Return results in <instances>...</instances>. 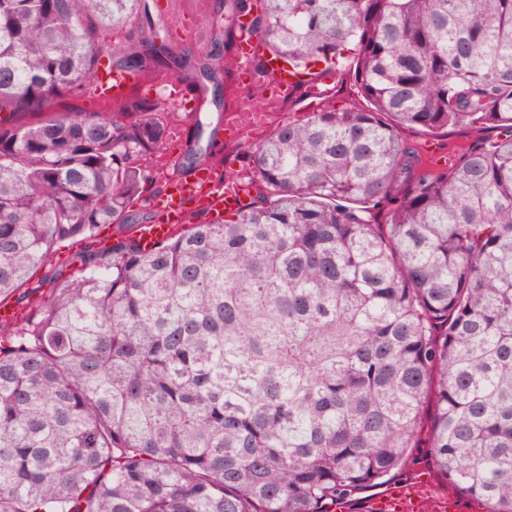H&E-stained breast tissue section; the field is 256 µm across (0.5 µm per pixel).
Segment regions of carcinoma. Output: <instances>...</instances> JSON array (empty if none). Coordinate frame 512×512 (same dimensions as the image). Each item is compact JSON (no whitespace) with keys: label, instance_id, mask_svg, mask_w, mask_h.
Returning a JSON list of instances; mask_svg holds the SVG:
<instances>
[{"label":"carcinoma","instance_id":"obj_1","mask_svg":"<svg viewBox=\"0 0 512 512\" xmlns=\"http://www.w3.org/2000/svg\"><path fill=\"white\" fill-rule=\"evenodd\" d=\"M262 2L267 62L352 50L372 108L278 126L229 219L133 235L158 99L0 126V304L21 309L0 323V512H329L422 439L512 512V133L443 172L398 133L512 130V0ZM135 22L154 30L149 0H0V112L94 92L103 68L224 106L228 55L112 45Z\"/></svg>","mask_w":512,"mask_h":512}]
</instances>
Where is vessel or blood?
<instances>
[{
    "mask_svg": "<svg viewBox=\"0 0 512 512\" xmlns=\"http://www.w3.org/2000/svg\"><path fill=\"white\" fill-rule=\"evenodd\" d=\"M239 40L237 66L239 74H247L250 62L258 51L259 38L250 17L238 20ZM243 188L224 177L222 170L204 164L169 185L161 195L155 196L152 207L158 219L153 224L138 226L136 233L141 245L148 246L169 237L176 228L186 224L192 213L203 212L212 219H222L224 212L238 209ZM374 512H422L412 491L399 487L391 489L377 499Z\"/></svg>",
    "mask_w": 512,
    "mask_h": 512,
    "instance_id": "b4317fda",
    "label": "vessel or blood"
}]
</instances>
